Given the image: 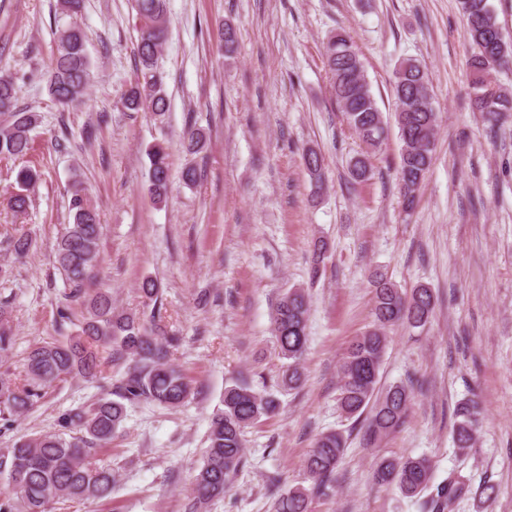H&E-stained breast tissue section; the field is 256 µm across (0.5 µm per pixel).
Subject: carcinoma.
<instances>
[{"mask_svg": "<svg viewBox=\"0 0 512 512\" xmlns=\"http://www.w3.org/2000/svg\"><path fill=\"white\" fill-rule=\"evenodd\" d=\"M82 6L83 0H59V9L70 22L58 34L52 67L47 72V91L62 107L80 101L91 79L86 35L77 22ZM132 8L140 22L136 27L139 66L134 84L125 96V107L162 116L168 110V101L158 60L167 35V0H133ZM461 10L464 34L471 48V107L495 128L512 114V91L499 83L489 94L482 86V78L498 73L508 63L512 43L503 37L489 0H461ZM324 59L336 102L348 125L368 147H378L387 137V123L360 56L345 31L339 30L329 38ZM426 84V72L415 60L400 62L393 72L394 122L401 144L397 180L407 213L415 207L436 150L434 96ZM0 114L4 116L0 121V158L26 157L32 149L31 133L39 116L19 107L14 78L1 68ZM184 138L192 154L202 152L206 145L205 133L194 126L185 131ZM147 156L148 192L155 203L162 204L166 202L170 180L168 152L157 142L148 148ZM304 161L311 186L318 193L324 186V159L309 148ZM350 168L354 180L366 179L372 171L370 155L353 158ZM39 177L32 166L18 170L17 189L10 196L14 212L27 210ZM69 209L73 222L65 225L58 237L55 258L69 287L66 299L83 309L82 336L69 344H34L27 355V384L23 386L9 373L0 372V413L25 414L38 391L68 377L97 379L102 374V349L109 351L112 363L127 364V372L111 397L64 415L62 427L67 433L24 437L0 453V474L19 495L21 512H47L52 501L79 503L108 496L118 483V474L93 463L92 456L97 449L112 443L126 419V403L146 400L177 408L192 393L189 379L172 360L178 338L162 323L158 310H151L150 318L144 320L135 313L118 310L110 289L88 288L99 262L101 224L96 204L79 180L72 183ZM0 244L23 256L29 251L30 239L18 234L6 237ZM373 286L374 324L346 348L339 366L337 396V406L346 418L365 419L367 440L372 444L400 427L412 406L413 388L402 383L385 389L380 386L386 329L395 325L423 328L435 308L433 292L425 286L408 293L381 275L375 276ZM308 313L309 302L301 288L285 291L275 304L273 332L279 354L287 360L277 390L259 391L244 376L224 388V408L210 418L207 447L193 477L187 512H203L211 500L224 495L230 479L244 463L245 429L279 410L276 392L301 387L300 360L308 342ZM13 344L9 306L0 304V352H8ZM481 414V403L475 393L457 403L453 429L456 448L465 451L473 447ZM345 444L344 436L338 432L317 438L306 459L311 487L291 488L283 493L272 490L274 512H310L314 496L332 491ZM373 478L378 485H396L409 497H423L424 512H447L452 502L472 493L466 480L453 473L448 480L433 484L431 462L423 456L381 457Z\"/></svg>", "mask_w": 512, "mask_h": 512, "instance_id": "1", "label": "carcinoma"}]
</instances>
